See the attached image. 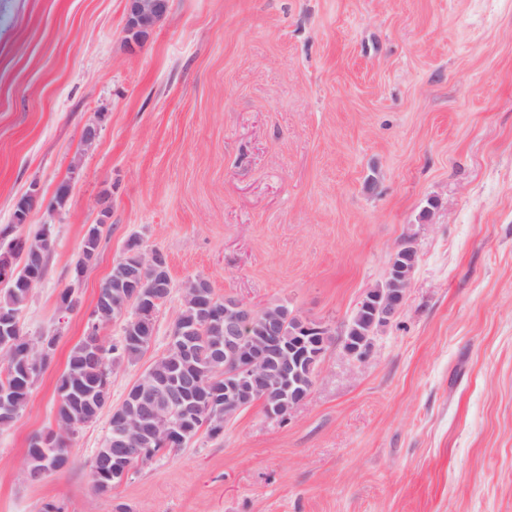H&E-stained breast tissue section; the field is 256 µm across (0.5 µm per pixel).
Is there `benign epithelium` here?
I'll use <instances>...</instances> for the list:
<instances>
[{
  "instance_id": "7a95c632",
  "label": "benign epithelium",
  "mask_w": 512,
  "mask_h": 512,
  "mask_svg": "<svg viewBox=\"0 0 512 512\" xmlns=\"http://www.w3.org/2000/svg\"><path fill=\"white\" fill-rule=\"evenodd\" d=\"M170 10V0H125V28L136 38L126 42L130 52L146 41L156 26ZM126 255L145 261L155 267L162 266L158 251L146 252L140 240L135 239L126 248ZM419 258L415 243L401 241L394 250L386 283L368 289L359 302L356 314L369 313L373 329L390 323L400 312L405 289L390 288L392 278L402 275L411 277ZM169 295V285L158 281L148 291L135 288L129 292V302L137 311V319L148 325ZM229 311L224 316V338L214 340L204 350L195 348L192 330L183 327L171 332L170 342L178 345L188 358H201L207 364L224 369V406L216 429L232 419L246 407L245 395H265V414L279 423H286L295 408L303 403L311 390L289 385L280 390L273 389L272 376L276 373L288 378V374L301 370L316 378L319 375L325 351L320 345L304 342L298 337L293 357H285L288 345L277 336L279 316L264 307L257 309L251 305L231 300L227 302ZM343 352L357 361L368 358L374 349L375 336H352L345 329L340 338ZM107 380L102 379L89 388H74L71 395L78 397L90 406L94 414L106 407ZM205 387L202 378L184 375L178 370L170 373L168 380L150 390L140 386L135 380L129 387L125 403L133 412L117 417L111 435V448L94 457L96 484L100 490L109 489L112 484L123 482L132 469L126 464L129 458H146L150 444L161 439L166 445L180 443L183 435L189 433V420L204 409L206 404L199 390Z\"/></svg>"
}]
</instances>
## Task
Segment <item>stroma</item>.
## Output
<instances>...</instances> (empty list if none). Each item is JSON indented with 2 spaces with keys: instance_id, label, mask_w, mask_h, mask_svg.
<instances>
[{
  "instance_id": "obj_1",
  "label": "stroma",
  "mask_w": 512,
  "mask_h": 512,
  "mask_svg": "<svg viewBox=\"0 0 512 512\" xmlns=\"http://www.w3.org/2000/svg\"><path fill=\"white\" fill-rule=\"evenodd\" d=\"M124 6L0 0V227L29 188L71 185L23 226L54 248L21 326L56 345L0 429V512H512V0H172L134 55ZM105 193L111 232L74 279ZM133 236L173 288L150 349L110 369L115 405L164 353L185 281L337 332L402 239L419 261L371 356L332 343L287 423L255 402L100 494L105 410L28 483Z\"/></svg>"
}]
</instances>
